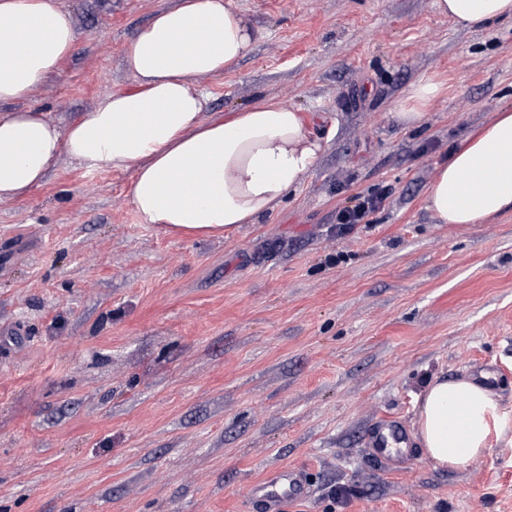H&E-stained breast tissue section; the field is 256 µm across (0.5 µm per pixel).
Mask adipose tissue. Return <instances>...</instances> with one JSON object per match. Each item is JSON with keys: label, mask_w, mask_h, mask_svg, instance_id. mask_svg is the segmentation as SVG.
I'll use <instances>...</instances> for the list:
<instances>
[{"label": "adipose tissue", "mask_w": 512, "mask_h": 512, "mask_svg": "<svg viewBox=\"0 0 512 512\" xmlns=\"http://www.w3.org/2000/svg\"><path fill=\"white\" fill-rule=\"evenodd\" d=\"M463 29L511 18L512 0H436ZM73 19L53 0H0V104L26 99L72 51ZM258 34L234 0H176L127 44L131 89L60 130L45 113L0 111V200L42 184L61 155L89 171L135 172L131 204L140 223L211 236L254 224L303 183L322 150L296 109L263 100L203 118L199 78L249 56ZM427 207L442 224H480L512 211V109L465 136L429 185ZM427 457L462 470L512 428V410L469 377L425 388L414 424Z\"/></svg>", "instance_id": "obj_1"}]
</instances>
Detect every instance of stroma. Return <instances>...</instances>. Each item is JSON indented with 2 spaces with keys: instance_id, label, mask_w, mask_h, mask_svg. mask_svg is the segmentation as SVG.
<instances>
[{
  "instance_id": "obj_1",
  "label": "stroma",
  "mask_w": 512,
  "mask_h": 512,
  "mask_svg": "<svg viewBox=\"0 0 512 512\" xmlns=\"http://www.w3.org/2000/svg\"><path fill=\"white\" fill-rule=\"evenodd\" d=\"M175 0H56L77 40L24 100L58 125L133 87L123 52ZM254 52L200 79L206 116L260 97L322 143L258 223L213 237L140 223L133 170L69 158L0 201V512H258L253 484L302 471L282 512H512V430L468 468L413 440L435 378L512 408V211L442 224L427 189L460 137L512 107V20L462 30L434 0H236ZM442 83L420 125L395 115ZM369 225L339 232L356 196ZM386 198L385 191L369 192L367 195L358 196L354 206L338 213L336 224H361L365 217L382 208Z\"/></svg>"
}]
</instances>
